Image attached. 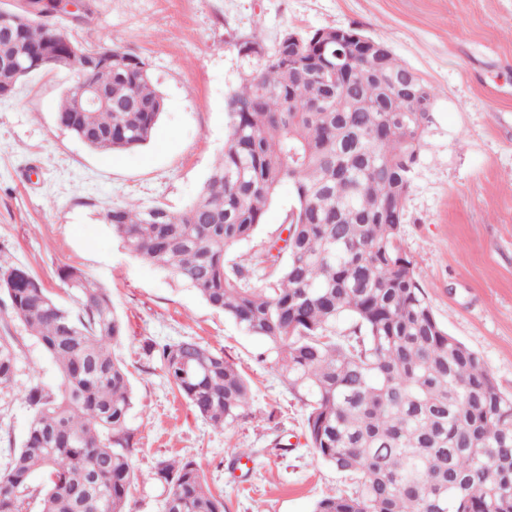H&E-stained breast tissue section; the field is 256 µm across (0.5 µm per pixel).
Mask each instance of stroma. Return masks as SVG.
I'll return each mask as SVG.
<instances>
[{"label": "stroma", "instance_id": "1", "mask_svg": "<svg viewBox=\"0 0 512 512\" xmlns=\"http://www.w3.org/2000/svg\"><path fill=\"white\" fill-rule=\"evenodd\" d=\"M83 3L84 23L58 13L48 25L83 45L111 41L140 57L163 111L144 146L102 153L56 122L73 73H34L0 99V254L37 274L62 304L71 298L58 273L70 266L111 293L125 326L117 352L130 372L138 440L128 512H162L154 466L170 457L196 460L226 512H313L319 499L353 487L311 447L306 408L268 343L136 258L100 217L117 203L182 211L198 198L230 134L227 100L254 65L237 46L255 35L270 52L289 31L352 27L385 43L436 88L401 235L436 318L512 395V0ZM293 204V189L283 184L231 260L254 265ZM7 334L21 347L13 390L0 394V469L32 418L25 392L58 383L36 339L0 312V336ZM186 337L234 362L249 381L250 408L224 431L170 389L147 350ZM235 448L250 449L251 458L234 461Z\"/></svg>", "mask_w": 512, "mask_h": 512}]
</instances>
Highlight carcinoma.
I'll return each instance as SVG.
<instances>
[{"label":"carcinoma","instance_id":"1","mask_svg":"<svg viewBox=\"0 0 512 512\" xmlns=\"http://www.w3.org/2000/svg\"><path fill=\"white\" fill-rule=\"evenodd\" d=\"M359 31L303 35L306 61L288 42L256 66L227 101L231 133L200 197L186 210L115 204L102 221L136 257L170 272L244 332L270 343L289 388L306 400L308 440L318 457L352 476L314 512H512V397L476 352L438 322L403 247L401 224L414 169L432 123L436 89L389 51L365 57ZM70 47L43 23L0 28V85L16 86L15 61ZM112 55L73 61L78 82L104 89L108 108L56 120L99 152L131 151L151 138L163 109L145 63ZM292 185L288 245L257 285L228 253L250 238L280 186ZM76 308L57 303L22 264L0 260L9 317L37 339L60 375L23 401L26 436L0 472V512H126L136 480L133 403L112 345L125 327L106 288L70 267L59 275ZM350 320L348 332L336 323ZM169 381L215 430L249 405L238 366L191 339L150 345ZM18 344L0 336V393L12 390ZM43 488L34 485L36 476ZM163 512H225L192 459L159 460Z\"/></svg>","mask_w":512,"mask_h":512}]
</instances>
